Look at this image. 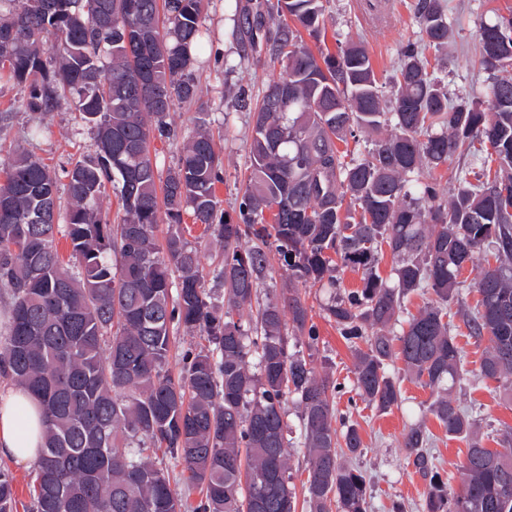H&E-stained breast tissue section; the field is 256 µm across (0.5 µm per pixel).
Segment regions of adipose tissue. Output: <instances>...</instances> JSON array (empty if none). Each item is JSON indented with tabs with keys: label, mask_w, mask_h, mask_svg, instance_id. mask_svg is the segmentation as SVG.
<instances>
[{
	"label": "adipose tissue",
	"mask_w": 512,
	"mask_h": 512,
	"mask_svg": "<svg viewBox=\"0 0 512 512\" xmlns=\"http://www.w3.org/2000/svg\"><path fill=\"white\" fill-rule=\"evenodd\" d=\"M42 435V408L34 397L16 386L0 393V459L37 463Z\"/></svg>",
	"instance_id": "1"
}]
</instances>
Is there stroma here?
Instances as JSON below:
<instances>
[{"label":"stroma","instance_id":"stroma-1","mask_svg":"<svg viewBox=\"0 0 512 512\" xmlns=\"http://www.w3.org/2000/svg\"><path fill=\"white\" fill-rule=\"evenodd\" d=\"M416 0H325L327 30L324 41L307 38L310 48L326 44L335 48L345 37L360 41L366 48L383 91H390L392 77L399 64L403 45L419 41L420 29L414 19ZM452 35L442 50H427L448 90L450 101L470 99L481 94L485 74L475 64L476 33L490 8L512 12V0H445ZM233 22L226 0H209L202 15V28L209 36L205 55L194 72L200 82L199 98L192 104H178L167 117L176 130V140L152 139L150 153L159 170H167L176 161L178 148L198 128H206L215 137L223 157V183L217 184V196L227 213H234L237 199L247 178V142L251 134L249 110L231 106L225 92H246L257 96L282 70L267 53H255L228 38ZM20 85L0 82V113L8 117V127L0 131V161L10 152L22 149L54 169L63 171L72 159L95 151L92 131L73 112L63 108L42 115L25 111L20 102ZM301 297L311 310L319 331L314 367L319 374L341 382L344 390L336 397L339 413L358 424L365 451L359 465L371 479L372 512H390L392 502H404L407 512L416 506L424 490L421 477L408 463L401 447L406 427L424 421L432 439V452L448 472L451 490L461 487L457 466L466 456L463 439L449 437L439 422L427 414L433 400L430 389L402 379V403L387 412H379L365 402L350 404L354 356L335 326L324 319L321 306L326 294L320 288L306 287ZM458 399L474 415L477 431L485 447H495L501 429L512 427V403L505 402L494 382L475 383L458 391Z\"/></svg>","mask_w":512,"mask_h":512}]
</instances>
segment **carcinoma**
Listing matches in <instances>:
<instances>
[{"label": "carcinoma", "instance_id": "obj_1", "mask_svg": "<svg viewBox=\"0 0 512 512\" xmlns=\"http://www.w3.org/2000/svg\"><path fill=\"white\" fill-rule=\"evenodd\" d=\"M205 2L0 0V80L25 87L27 110L66 106L96 133L94 154L66 172L64 212L46 164L21 151L0 169V286L11 293L0 375L43 408L36 512H182L148 447L201 489L195 512H297L296 446L309 512H371L352 465L364 453L359 428L334 406L341 384L313 365L319 334L299 292L307 286L329 289L322 312L354 354L360 400L380 412L401 403L389 371L399 359L436 394L427 413L468 441L462 490L452 494L426 427L405 429L402 448L424 481L418 512H512V428L501 449L484 447L476 416L452 397L461 383L492 380L512 402V13L481 22L485 90L451 105L425 56L448 44L442 0H417L421 43L401 50L388 101L360 45L315 53L304 44L302 32L325 31L323 0H276L271 26L251 0H235L229 38L266 49L284 70L252 112L249 175L232 217L220 209L223 159L207 130L187 138L164 176L149 151L153 131L170 138L164 118L175 103L198 95L191 64ZM359 132L380 138L354 158L339 144ZM464 156L445 199L433 173ZM109 184L124 211L117 224L98 206ZM185 215L223 250L222 308L205 288L198 245L182 233ZM489 248L495 265L473 284L480 299L470 309L460 276ZM275 258L290 287L263 300ZM345 269L361 274L360 288L340 289ZM418 290L429 294L425 306L400 319ZM453 304L469 335L491 342L475 372L448 322ZM182 328L208 347L174 361ZM289 400L299 409L296 443ZM15 503L14 477L0 467V512Z\"/></svg>", "mask_w": 512, "mask_h": 512}]
</instances>
